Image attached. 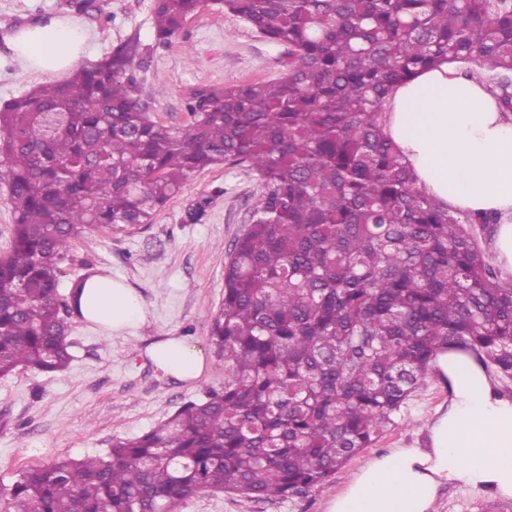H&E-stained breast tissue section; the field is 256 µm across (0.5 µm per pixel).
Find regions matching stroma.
<instances>
[{"instance_id":"1","label":"stroma","mask_w":512,"mask_h":512,"mask_svg":"<svg viewBox=\"0 0 512 512\" xmlns=\"http://www.w3.org/2000/svg\"><path fill=\"white\" fill-rule=\"evenodd\" d=\"M153 0H93L87 13L67 0H0V53L22 29L56 18L76 20L86 34L81 62L108 56L135 39L144 56L134 75L156 120L182 125L191 91L278 78L287 47L269 42L240 17L209 5L189 16L167 45L157 44ZM248 168L215 166L194 177L157 212L151 223L127 231L99 228L76 238L59 265L61 293L85 272L123 280L140 295L148 319L133 336L109 337L73 320V360L57 373L20 368L0 378V483L20 469L106 454L113 439L142 435L184 403L201 400L224 383V361L210 341V322L224 299V263L244 233L261 195ZM199 220L189 214L201 199ZM167 336L201 345L208 364L194 381L179 382L155 371L146 348ZM449 392L434 375L402 407L394 424L352 456L333 482L283 501L248 500L207 492L182 501L176 512H325L327 501L372 457L395 448L423 446L425 424L447 407ZM436 512H512V499L451 486Z\"/></svg>"}]
</instances>
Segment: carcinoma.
<instances>
[{
  "instance_id": "cac0c4a2",
  "label": "carcinoma",
  "mask_w": 512,
  "mask_h": 512,
  "mask_svg": "<svg viewBox=\"0 0 512 512\" xmlns=\"http://www.w3.org/2000/svg\"><path fill=\"white\" fill-rule=\"evenodd\" d=\"M288 46L273 81L205 87L187 123L141 98L136 42L0 107L14 224L0 254V377L71 363L57 268L101 226L148 224L198 172H256L264 192L224 265L210 340L224 388L104 456L29 466L0 512H175L199 493L283 500L369 447L438 354L512 379V282L477 230L427 195L385 133V103L457 62L512 113V0H155L168 44L208 2Z\"/></svg>"
}]
</instances>
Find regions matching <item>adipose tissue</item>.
<instances>
[{
	"label": "adipose tissue",
	"mask_w": 512,
	"mask_h": 512,
	"mask_svg": "<svg viewBox=\"0 0 512 512\" xmlns=\"http://www.w3.org/2000/svg\"><path fill=\"white\" fill-rule=\"evenodd\" d=\"M85 36L58 19L12 39L16 60L39 74L73 66ZM387 131L428 195L465 213L499 218L492 250L512 272V115L498 112L485 83L457 64L415 74L386 106ZM84 321L109 336L133 335L147 309L133 288L95 274L76 294ZM157 371L180 381L198 379L206 354L182 336L153 343ZM434 374L450 385L447 409L437 411L420 448H396L355 472L326 512H435L441 488L461 485L512 498V399L482 364L464 351L440 353Z\"/></svg>",
	"instance_id": "obj_1"
}]
</instances>
